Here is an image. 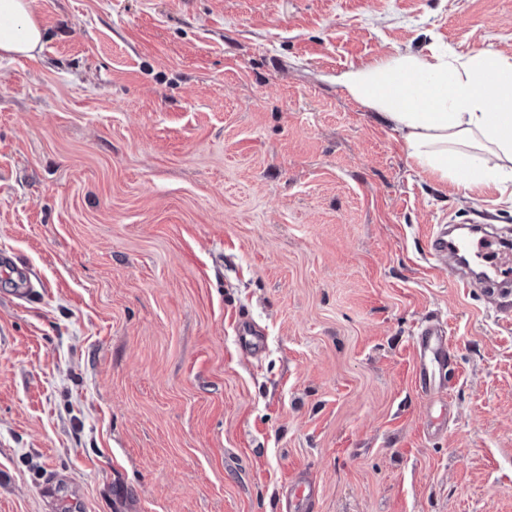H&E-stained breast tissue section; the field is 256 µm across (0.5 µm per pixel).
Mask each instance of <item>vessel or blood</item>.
Returning <instances> with one entry per match:
<instances>
[{
    "label": "vessel or blood",
    "instance_id": "vessel-or-blood-1",
    "mask_svg": "<svg viewBox=\"0 0 512 512\" xmlns=\"http://www.w3.org/2000/svg\"><path fill=\"white\" fill-rule=\"evenodd\" d=\"M431 258L451 263L448 277L461 288L484 289L489 299L512 294V255L504 253L497 235L451 238L449 226H437L428 236ZM417 381L433 394L436 367L448 360V337L439 324L421 327L413 340ZM318 488L315 481L299 476L288 485L286 512H315Z\"/></svg>",
    "mask_w": 512,
    "mask_h": 512
}]
</instances>
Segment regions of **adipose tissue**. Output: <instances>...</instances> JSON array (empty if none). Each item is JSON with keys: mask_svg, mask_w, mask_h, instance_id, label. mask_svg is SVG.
<instances>
[{"mask_svg": "<svg viewBox=\"0 0 512 512\" xmlns=\"http://www.w3.org/2000/svg\"><path fill=\"white\" fill-rule=\"evenodd\" d=\"M42 42L30 0H0V57L34 56ZM342 83L394 125L422 167L512 199L511 58L485 50L455 64L434 51L399 52L346 72Z\"/></svg>", "mask_w": 512, "mask_h": 512, "instance_id": "1", "label": "adipose tissue"}]
</instances>
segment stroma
Masks as SVG:
<instances>
[{
  "label": "stroma",
  "mask_w": 512,
  "mask_h": 512,
  "mask_svg": "<svg viewBox=\"0 0 512 512\" xmlns=\"http://www.w3.org/2000/svg\"><path fill=\"white\" fill-rule=\"evenodd\" d=\"M32 11L42 50L0 58V512H282L300 471L317 512H512V297L427 253L512 204L425 173L338 81L433 46L512 57V0ZM448 337L439 324L421 327L413 340L417 381L430 396L434 393L435 368L448 363Z\"/></svg>",
  "instance_id": "1"
}]
</instances>
